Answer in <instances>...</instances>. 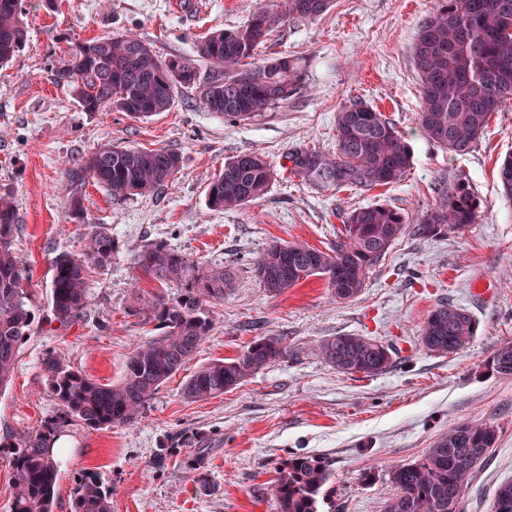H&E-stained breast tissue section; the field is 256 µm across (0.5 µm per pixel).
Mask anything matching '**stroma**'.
<instances>
[{"label": "stroma", "instance_id": "35a3bbf8", "mask_svg": "<svg viewBox=\"0 0 512 512\" xmlns=\"http://www.w3.org/2000/svg\"><path fill=\"white\" fill-rule=\"evenodd\" d=\"M278 0H22L27 44L0 68V193L19 215L14 251L29 273L34 331L22 345L13 379L0 390V436H22L53 420L58 404L41 369L47 351L102 384H114L139 345L157 337L154 321L136 310L132 283L179 300L186 281L161 284L137 264L142 247L166 242L200 270H237L231 292L208 304L212 330L189 366L167 380L132 427L92 430L73 422L59 435L54 512H70L80 473H99L112 488V512H278L272 485L293 454L329 460L335 512H382L395 489L391 465L424 455L437 436L465 421L493 423L499 438L463 495L462 512H491L499 483L512 479V377L485 373L496 346L512 341V200L501 197L497 170L512 152V103L492 115L468 154L455 156L428 142L417 126L420 85L412 46L434 0H333L314 19L282 20L258 50L305 61L302 87L287 103L247 121L205 109L201 85L178 88L168 111L133 119L126 113L82 111L52 71L73 44L114 32L136 35L160 57L191 58L216 28L244 25ZM359 98L384 112L408 138L413 163L402 181L368 191L321 192L283 170L289 146L331 149L337 112ZM104 144L173 149L175 177L152 194L113 204L86 185V218L66 210L64 170ZM264 154L279 172L268 193L233 211H213L207 186L226 161ZM468 176L483 202L475 224L461 233L395 243L367 273L351 301L337 300L312 276L272 296L252 266L272 241H302L328 249L353 208L386 203L416 220L437 203L435 187L448 173ZM119 246L110 264L88 272V302L68 327L48 323L44 306L52 262L81 253L96 226ZM490 282L486 297L473 281ZM466 307L478 321L464 350L428 353L418 336L439 302ZM370 336L391 345L398 362L386 374L347 375L328 366L316 346L336 334ZM284 336L293 359L275 363L224 395L185 399L195 368L235 357L254 337ZM163 467H155L159 449ZM202 459L212 484L200 492L188 467Z\"/></svg>", "mask_w": 512, "mask_h": 512}]
</instances>
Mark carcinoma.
<instances>
[{
  "label": "carcinoma",
  "mask_w": 512,
  "mask_h": 512,
  "mask_svg": "<svg viewBox=\"0 0 512 512\" xmlns=\"http://www.w3.org/2000/svg\"><path fill=\"white\" fill-rule=\"evenodd\" d=\"M331 0H279L280 10L258 9L237 29L209 32L196 53L208 62L211 76L203 93L210 112L245 121L288 101L303 83L304 66L284 54L260 59L257 49L286 17L311 19L323 14ZM22 0H0V67L8 66L24 47L27 30ZM421 88L418 127L429 141L453 155H465L482 138L493 113L512 101V0H434L421 21L412 50ZM184 75L168 84L163 75L174 65ZM193 60L159 57L140 38L127 33L75 44L55 68V80L72 87L84 112L114 109L133 118L168 111L177 87L197 82ZM282 169L319 191L370 190L402 180L413 161L405 135L384 113L353 99L336 114L334 148L292 146ZM180 155L169 149L144 150L104 145L65 170L71 187L67 215L85 223L79 190L92 182L108 192L112 203L153 193L178 173ZM277 171L258 153L241 154L224 163V171L208 184L207 206L215 211L239 209L263 198ZM501 195L512 200V154L498 166ZM482 202L463 175L448 178L439 202L416 223L384 204L351 210L343 217L336 244L327 250L302 242H274L253 265V277L263 290L277 296L300 281L320 276L338 300H351L365 287L366 273L383 261L396 241L406 235L429 240L461 233L476 222ZM18 214L13 198L0 194V390L10 382L22 342L33 331L34 313L22 263L13 250ZM117 249L111 231L93 230L82 253L60 254L52 264L47 313L61 327L74 323L87 302L91 268L107 266ZM146 276L167 283L191 280L184 297L170 303L142 288L135 291L138 308L157 322L160 336L138 346L129 356L122 379L100 384L73 370L49 351L42 367L49 391L60 406L57 420L21 437L0 438V456L15 478L11 512H53L59 473L55 456L44 448L55 444L57 429L79 421L91 429L135 425L159 387L180 371L209 336L212 323L205 306L222 300L233 287L236 270L218 265L200 274L195 261L163 243H151L139 254ZM476 332V320L466 308L440 302L427 314L420 333L422 347L439 356L466 348ZM320 358L337 371L365 377L395 367L394 349L359 334H339L317 345ZM293 356L286 338L258 336L236 357L206 364L184 383L191 400L222 395L267 366ZM485 368L512 377V341L496 346ZM490 422H462L441 433L424 455L408 464L393 465L390 481L396 493L384 512H459L461 499L476 469L497 441ZM333 477L323 457L296 455L278 470L272 487L279 512H320ZM112 489L101 477L84 474L75 483L70 512H112ZM492 512H512V480L501 483Z\"/></svg>",
  "instance_id": "1"
}]
</instances>
